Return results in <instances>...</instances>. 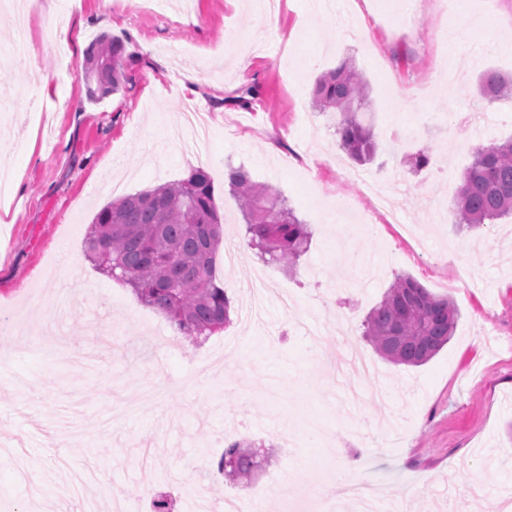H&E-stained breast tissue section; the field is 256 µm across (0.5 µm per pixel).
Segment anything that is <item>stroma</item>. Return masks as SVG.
Listing matches in <instances>:
<instances>
[{
    "instance_id": "35a3bbf8",
    "label": "stroma",
    "mask_w": 512,
    "mask_h": 512,
    "mask_svg": "<svg viewBox=\"0 0 512 512\" xmlns=\"http://www.w3.org/2000/svg\"><path fill=\"white\" fill-rule=\"evenodd\" d=\"M27 39L35 70L0 63V93L27 90L44 125L25 110L0 111V152L14 168L0 207V329L11 355L0 362V512H82L66 498L73 473L97 471L86 490L102 499L117 483L133 512H152L148 494L167 493L173 512H199L263 490L273 473L298 491L267 512H308V490L336 495L318 474L320 456L345 470L361 454L358 481L382 486L381 512H501L512 490V219L459 227L455 191L476 147L512 139V98L486 101L483 72L512 75V0H280L262 15L245 0H189L156 15L136 0H31ZM68 36L57 55V15ZM107 33L127 56L117 93H84L89 44ZM232 56H224V46ZM244 56L238 69L235 56ZM351 59L369 86L374 130L396 142L361 166L340 149L333 114L315 111L316 78ZM199 81L185 90L183 75ZM245 97L242 106L234 105ZM210 120L203 147L176 139L184 103ZM483 107L474 123L463 119ZM430 163L413 172L403 156ZM244 166L272 185L313 232L296 273L246 247L229 168ZM206 170L224 222L217 278L231 300L223 332L198 345L131 287L86 254L97 211L112 200ZM396 182L386 223L356 180ZM67 248L72 264L59 267ZM264 275L265 289L252 282ZM77 279L82 302L61 297L60 276ZM413 277L453 299L460 317L448 346L424 365L392 364L372 347L374 374L331 381L315 343L362 323L395 276ZM55 324L70 347L88 348L99 326L126 344L95 368L62 363L39 346ZM254 447L251 485L212 479L223 442ZM201 494L187 492V482Z\"/></svg>"
}]
</instances>
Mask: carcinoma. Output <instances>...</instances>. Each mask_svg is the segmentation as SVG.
I'll return each mask as SVG.
<instances>
[{
    "label": "carcinoma",
    "mask_w": 512,
    "mask_h": 512,
    "mask_svg": "<svg viewBox=\"0 0 512 512\" xmlns=\"http://www.w3.org/2000/svg\"><path fill=\"white\" fill-rule=\"evenodd\" d=\"M125 46L103 33L87 51L92 77L112 71L108 84L85 85L97 101L119 91ZM490 97L512 95V76L486 72L479 80ZM321 112L336 113L340 146L355 161L372 160L377 145L371 124L368 86L349 60L322 74L312 90ZM240 202L248 246L267 264L296 267L310 247L312 232L271 187L256 183L240 166L228 172ZM459 223L469 228L512 216V140L475 149L456 202ZM214 186L196 168L179 182L127 195L95 215L87 255L104 273L130 285L144 304L160 311L184 336L210 338L229 322L230 299L216 280L215 259L222 240ZM459 310L408 275H398L364 321L363 336L385 360L421 366L453 336ZM260 467L255 453L240 442L224 448L218 469L229 480H248Z\"/></svg>",
    "instance_id": "cac0c4a2"
}]
</instances>
